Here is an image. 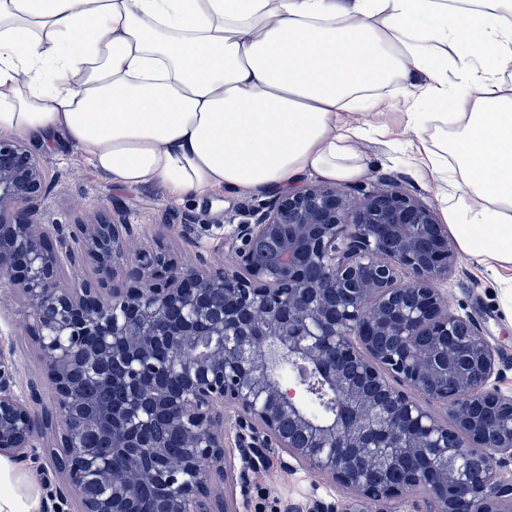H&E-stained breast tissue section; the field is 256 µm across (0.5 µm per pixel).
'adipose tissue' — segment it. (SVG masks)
<instances>
[{
	"label": "adipose tissue",
	"mask_w": 512,
	"mask_h": 512,
	"mask_svg": "<svg viewBox=\"0 0 512 512\" xmlns=\"http://www.w3.org/2000/svg\"><path fill=\"white\" fill-rule=\"evenodd\" d=\"M464 2L0 0V135H64L175 198L346 183L394 86L459 250L512 269V0ZM0 512H39L3 457Z\"/></svg>",
	"instance_id": "ef3b65f1"
}]
</instances>
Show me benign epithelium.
Masks as SVG:
<instances>
[{
	"label": "benign epithelium",
	"instance_id": "7a95c632",
	"mask_svg": "<svg viewBox=\"0 0 512 512\" xmlns=\"http://www.w3.org/2000/svg\"><path fill=\"white\" fill-rule=\"evenodd\" d=\"M47 190L40 158L0 138V311L21 298L42 364L28 388L50 391L39 420L0 346V456L32 455L54 429L74 512H142L149 489L153 512H238L230 422L253 468L279 448L348 490L343 512L413 491L425 512H512V395L489 385L498 351L448 310L437 283L454 241L394 179L360 198L324 183L277 194L192 263L145 246L123 215L67 232L39 223ZM66 265L93 278L67 281ZM119 273L136 286H110ZM288 361L332 385L336 414H309L301 382L282 378ZM92 381L122 400L85 414ZM157 419L180 436L176 460L142 428ZM96 440L119 464L102 463Z\"/></svg>",
	"mask_w": 512,
	"mask_h": 512
}]
</instances>
